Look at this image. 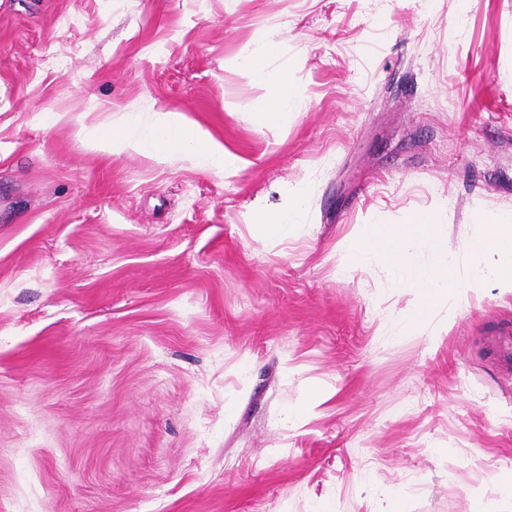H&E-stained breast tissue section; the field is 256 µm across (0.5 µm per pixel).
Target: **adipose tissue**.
Listing matches in <instances>:
<instances>
[{"label":"adipose tissue","instance_id":"1","mask_svg":"<svg viewBox=\"0 0 512 512\" xmlns=\"http://www.w3.org/2000/svg\"><path fill=\"white\" fill-rule=\"evenodd\" d=\"M303 107V98L284 78L280 80L273 100L259 104L256 112L262 122L284 125L292 113ZM100 147L104 152L116 155L144 153L160 162L171 155L181 154L203 160L211 170L224 175L236 174L243 166L240 156L224 148L206 130L179 112L161 113L148 138H138L131 130L123 129L102 136ZM480 226L477 240L467 239L462 243L466 250L479 246L487 257L485 266L471 271L469 284L478 288L484 282L492 281L498 287L512 289V213L502 212L491 219L481 220ZM379 233L375 225H360L343 241L338 251L340 267H361L365 257L369 256L381 264L390 277L413 289L419 297L429 299L453 288L454 283L449 277L453 260L428 268H415L396 242L380 238Z\"/></svg>","mask_w":512,"mask_h":512}]
</instances>
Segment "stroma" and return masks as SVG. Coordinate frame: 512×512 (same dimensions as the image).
I'll list each match as a JSON object with an SVG mask.
<instances>
[{"instance_id": "stroma-1", "label": "stroma", "mask_w": 512, "mask_h": 512, "mask_svg": "<svg viewBox=\"0 0 512 512\" xmlns=\"http://www.w3.org/2000/svg\"><path fill=\"white\" fill-rule=\"evenodd\" d=\"M167 111L245 168L92 143ZM442 203L412 326L338 248ZM508 210L512 0H0V512H512V290L459 249ZM273 48L272 44H266L262 48H248L234 61V64L247 71L254 79L264 80L263 58L271 53ZM303 107L304 99L291 85L288 75H285L278 84L274 99L267 103H260L255 112L259 114L262 122L284 125L288 124V119L293 112H300ZM302 208V198L300 194H297L293 204L287 210L268 214L262 224L266 226L268 233L271 235L286 238L288 236V229L293 224L298 223Z\"/></svg>"}]
</instances>
